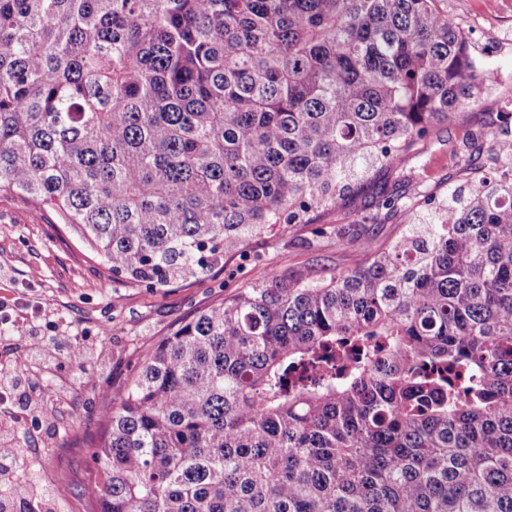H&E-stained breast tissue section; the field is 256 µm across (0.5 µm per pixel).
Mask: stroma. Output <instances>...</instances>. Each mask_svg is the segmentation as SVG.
Instances as JSON below:
<instances>
[{
	"mask_svg": "<svg viewBox=\"0 0 512 512\" xmlns=\"http://www.w3.org/2000/svg\"><path fill=\"white\" fill-rule=\"evenodd\" d=\"M448 14L497 78L482 103L432 128L395 169L355 186L336 208L251 238L204 275L153 289L113 276L52 212L0 197V369L36 388L0 404V432L17 450L14 480L47 487L56 512H87L84 490L100 478L91 444L102 431L99 411L149 345L269 271L322 278L354 265L365 240L387 248L406 220L383 208L384 198L447 195L466 135L512 109V0H448ZM70 342L91 360L71 363Z\"/></svg>",
	"mask_w": 512,
	"mask_h": 512,
	"instance_id": "35a3bbf8",
	"label": "stroma"
}]
</instances>
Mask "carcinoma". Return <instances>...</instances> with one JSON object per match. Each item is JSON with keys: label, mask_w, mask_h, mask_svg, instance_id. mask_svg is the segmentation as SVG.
Masks as SVG:
<instances>
[{"label": "carcinoma", "mask_w": 512, "mask_h": 512, "mask_svg": "<svg viewBox=\"0 0 512 512\" xmlns=\"http://www.w3.org/2000/svg\"><path fill=\"white\" fill-rule=\"evenodd\" d=\"M494 84L448 0H0V196L161 288L332 208ZM389 249L270 272L100 413L95 512H512V151Z\"/></svg>", "instance_id": "obj_1"}]
</instances>
